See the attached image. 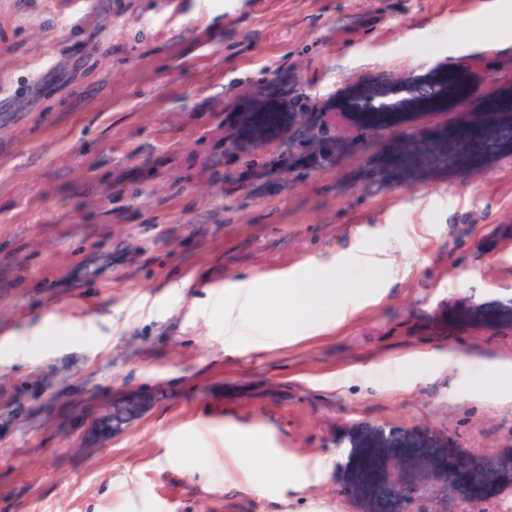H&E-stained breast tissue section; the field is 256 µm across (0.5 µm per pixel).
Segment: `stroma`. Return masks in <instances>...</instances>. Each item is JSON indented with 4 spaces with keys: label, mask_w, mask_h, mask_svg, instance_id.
<instances>
[{
    "label": "stroma",
    "mask_w": 512,
    "mask_h": 512,
    "mask_svg": "<svg viewBox=\"0 0 512 512\" xmlns=\"http://www.w3.org/2000/svg\"><path fill=\"white\" fill-rule=\"evenodd\" d=\"M492 0H0V512H361L352 431L374 422L512 459V329L448 308L512 297V157L415 185L371 182L386 144L270 166L228 147L249 100L297 89L327 111L349 83L475 62L512 13ZM468 28L488 46L449 57ZM366 250L399 269L364 277ZM331 263L371 287L343 322L292 338L286 275ZM273 276L263 347L224 351V286ZM130 389L152 408L86 448ZM251 460L237 465L238 457ZM322 474L274 478L285 460ZM267 473L264 494L251 477Z\"/></svg>",
    "instance_id": "1"
}]
</instances>
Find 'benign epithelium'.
I'll return each mask as SVG.
<instances>
[{"instance_id": "benign-epithelium-1", "label": "benign epithelium", "mask_w": 512, "mask_h": 512, "mask_svg": "<svg viewBox=\"0 0 512 512\" xmlns=\"http://www.w3.org/2000/svg\"><path fill=\"white\" fill-rule=\"evenodd\" d=\"M348 136L357 141L370 137V132L356 131L336 120L333 112L315 117L297 112L293 122L282 126V136L294 146L308 151L318 147L325 136ZM152 398L143 391H129L112 403V409L95 417L89 427V437L102 441L121 433L138 421L150 408ZM355 447L372 449L374 465L366 477L355 468L349 481L352 496L362 501L367 512H431L420 488L408 480H396L394 472L412 476L430 472L447 479L448 494L455 504L454 512L463 505L474 503L487 491L484 475L492 471L501 475L503 464L493 458L463 448L445 435H419L415 432L387 429L381 425L363 424L354 432ZM438 457L428 467L421 464L419 454Z\"/></svg>"}]
</instances>
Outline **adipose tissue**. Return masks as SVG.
<instances>
[{
	"mask_svg": "<svg viewBox=\"0 0 512 512\" xmlns=\"http://www.w3.org/2000/svg\"><path fill=\"white\" fill-rule=\"evenodd\" d=\"M324 286L306 288L302 277H294L293 302L280 314L281 323L292 331L320 332L343 321L357 306L361 294L353 288L336 285V272L329 267L318 268ZM264 284L263 279H239L224 289V348L232 352L241 348L246 337L245 325L253 318Z\"/></svg>",
	"mask_w": 512,
	"mask_h": 512,
	"instance_id": "ef3b65f1",
	"label": "adipose tissue"
}]
</instances>
